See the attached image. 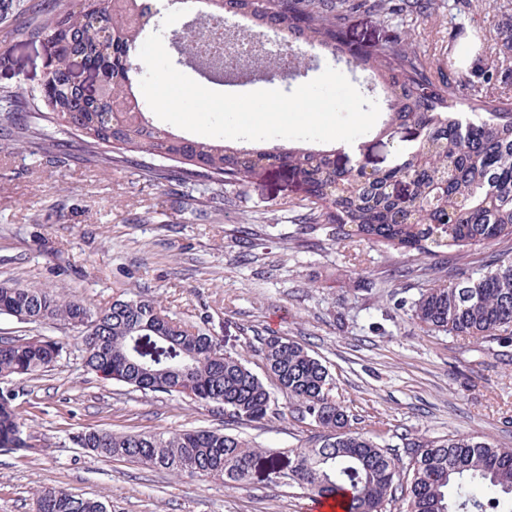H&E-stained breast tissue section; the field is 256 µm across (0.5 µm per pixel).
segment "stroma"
<instances>
[{"instance_id":"35a3bbf8","label":"stroma","mask_w":512,"mask_h":512,"mask_svg":"<svg viewBox=\"0 0 512 512\" xmlns=\"http://www.w3.org/2000/svg\"><path fill=\"white\" fill-rule=\"evenodd\" d=\"M457 0H430L409 33L436 75L480 82L489 53L512 31V0L489 11L457 10ZM52 48L24 34L0 41V87H36ZM305 76L279 74L289 93L331 67L367 98L378 99L365 72L309 54ZM297 192L285 172L270 171L224 190L221 210L145 177L132 167L109 171L71 144L65 163L0 152V282L33 283L99 310L125 292L161 302L190 324H206L264 367L253 351L277 335L300 343L328 367L332 394L358 431L382 446L403 438L444 439L469 433L512 448V335L492 339L424 331L411 305L432 287L435 269L461 270L512 255V240L450 260L365 242L336 241L330 225L299 223ZM410 269L407 277L396 268ZM0 337L59 342L47 372L14 379L18 411L48 446L36 454L0 450V512H34V492L57 486L105 502L107 512H307L296 487L253 478L238 488L201 477L91 456L73 432L117 433L221 429L263 448H300L320 434L288 410L258 423L225 417L214 403L144 393L86 371L80 341L56 323H21L0 315Z\"/></svg>"}]
</instances>
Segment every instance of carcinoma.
Masks as SVG:
<instances>
[{
    "mask_svg": "<svg viewBox=\"0 0 512 512\" xmlns=\"http://www.w3.org/2000/svg\"><path fill=\"white\" fill-rule=\"evenodd\" d=\"M128 14L114 0H8L0 23L26 20L24 32L53 48L40 84L20 96L0 90V149L29 146L51 163L68 156L69 136L101 169L135 164L155 181L190 185L208 202L226 186H244L271 168H286L300 186L295 205L305 224H330L338 240L365 241L399 252L457 255L512 237V100L475 88L461 98L462 78L436 79L431 64L406 34V0H206L205 23L175 38L179 58L208 77L226 76L223 58L205 46L214 22L242 17L285 45L345 60L368 72L384 95L388 119L376 137L395 144L394 162L369 165L366 148L341 166L336 150L288 146L238 149L222 140L179 137L128 106L127 78L152 18L148 0ZM357 13L391 26V35L359 52L345 41ZM302 58L272 59L254 52L243 64L269 74ZM21 112L26 118H18ZM442 283L422 291L412 318L451 336H499L512 328V257H496L487 271L455 275L437 269ZM0 315L23 323L56 321L80 338L86 370L144 393L183 395L220 404L224 415L259 422L278 414L267 382L288 395L292 412L322 428L315 444L257 448L220 431L198 429L112 433L86 429L72 436L96 457L120 458L147 468L243 485L255 475L333 498L345 512H383L399 493L407 512H512V448L470 435L406 439L408 478L400 459L352 428L347 409L332 396L326 365L301 344L269 336L258 348L260 377L228 341L204 326L172 318L156 300L122 294L102 310L51 295L30 283L0 282ZM61 353L44 339L0 338V448L38 453L44 444L27 431L8 380L48 371ZM36 512H106L105 504L58 487L36 491Z\"/></svg>",
    "mask_w": 512,
    "mask_h": 512,
    "instance_id": "cac0c4a2",
    "label": "carcinoma"
}]
</instances>
